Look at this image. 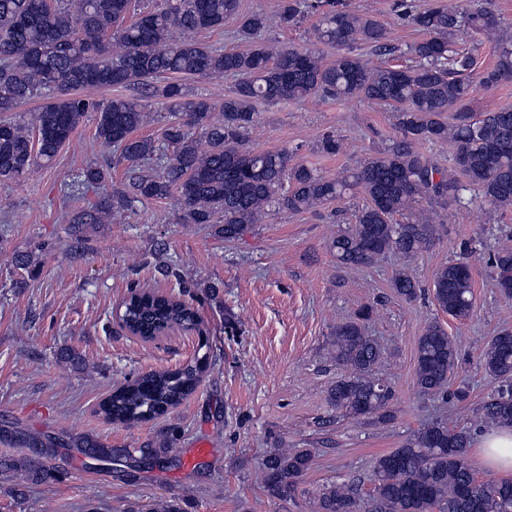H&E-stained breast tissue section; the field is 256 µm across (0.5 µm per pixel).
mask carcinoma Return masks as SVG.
<instances>
[{
    "label": "carcinoma",
    "instance_id": "obj_1",
    "mask_svg": "<svg viewBox=\"0 0 512 512\" xmlns=\"http://www.w3.org/2000/svg\"><path fill=\"white\" fill-rule=\"evenodd\" d=\"M239 0H161L135 9L132 0H0V181H19L40 162H51L70 143L87 114H96L95 136L128 164L125 187L103 192L92 210L74 216L76 224H105L111 201L132 204L172 198L180 224H217L224 239L240 238L248 225L259 224L271 209L299 212L342 200L359 190L365 203L354 210L353 225L330 242L344 268L374 266L392 254L411 258L429 249L434 225L416 205L425 200L446 207L461 203L474 190L488 204L512 208V108L475 112L476 87L512 84V34L499 36L495 64L474 72L469 52L452 48L462 30L481 33L497 27L482 7L453 6L427 0L422 7L404 5V15L425 38L410 46V66H367L352 45L366 44L390 54L387 29L368 15L357 14L341 0H281L279 20L293 27L319 15L315 28L321 42L347 48L326 63L314 50L256 44L247 52L204 46L187 34L220 31L237 14ZM266 17L251 14L241 32L258 38ZM179 76H231L235 87L212 119L215 106L192 99ZM142 88L165 101L175 114L164 132V144L135 135L143 124V105L135 98L96 99L87 90ZM45 91L55 97L41 106L27 125L2 114ZM308 97L359 98L396 112L399 136L368 156L354 171L326 178L304 164L292 163L286 150L257 152L246 146L245 133L254 122V103H279ZM451 117H445V114ZM452 148L448 169L421 151L425 143ZM336 135L326 133L319 150L337 155ZM157 160L162 172L136 173ZM106 173L86 167L64 183L68 198L105 188ZM402 220H397V217ZM502 296L512 299V245L502 244L490 258ZM391 287L412 299L420 288L403 265ZM432 294L439 309L465 321L474 308V281L464 261L442 266L434 275ZM373 308L336 325L332 359L342 374L328 399L347 418L385 422L394 394L375 369L382 346L368 335L365 322ZM196 322L195 311L179 298L152 292L130 293L123 300L120 323L129 333L151 341ZM459 355L453 340L437 322L426 326L416 351L415 385L419 392L461 401L466 391H450ZM480 366L502 383L480 407V419L512 426V331L494 336ZM204 367L188 364L176 370L152 371L126 381L100 405L114 421L141 422L179 405L200 381ZM7 436L31 443L35 455L0 461L13 473L15 487L62 474L50 464L57 444L12 430ZM72 446L90 459L112 458V449L81 435ZM471 435L444 421L428 423L400 448L379 456L373 466V489L363 499L346 484L324 487L314 512H512V478L493 484L478 482L467 455ZM313 451L274 449L263 462L264 487L273 498L291 495L306 475Z\"/></svg>",
    "mask_w": 512,
    "mask_h": 512
}]
</instances>
